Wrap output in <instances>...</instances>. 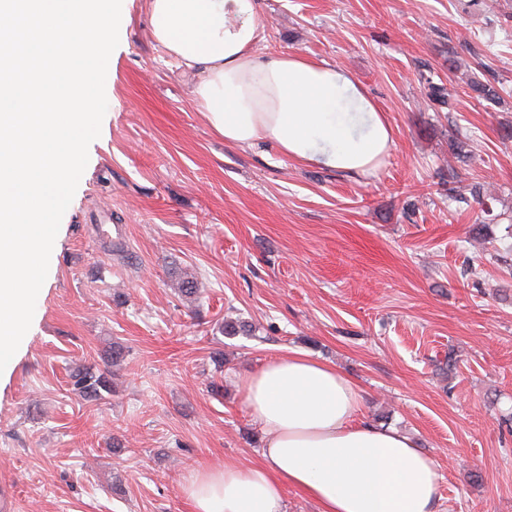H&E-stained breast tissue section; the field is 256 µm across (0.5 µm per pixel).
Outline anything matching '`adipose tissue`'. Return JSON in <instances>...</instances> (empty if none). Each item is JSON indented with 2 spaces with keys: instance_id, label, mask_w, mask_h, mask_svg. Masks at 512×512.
I'll return each instance as SVG.
<instances>
[{
  "instance_id": "adipose-tissue-1",
  "label": "adipose tissue",
  "mask_w": 512,
  "mask_h": 512,
  "mask_svg": "<svg viewBox=\"0 0 512 512\" xmlns=\"http://www.w3.org/2000/svg\"><path fill=\"white\" fill-rule=\"evenodd\" d=\"M151 33L166 54L198 72L193 95L229 145L275 143L288 157L350 177L371 174L393 130L361 83L340 66L298 54L258 56V0H150ZM263 431L261 462L193 472V512H283L293 486L320 512H433L442 475L407 436L361 414L344 374L295 353L242 382Z\"/></svg>"
}]
</instances>
